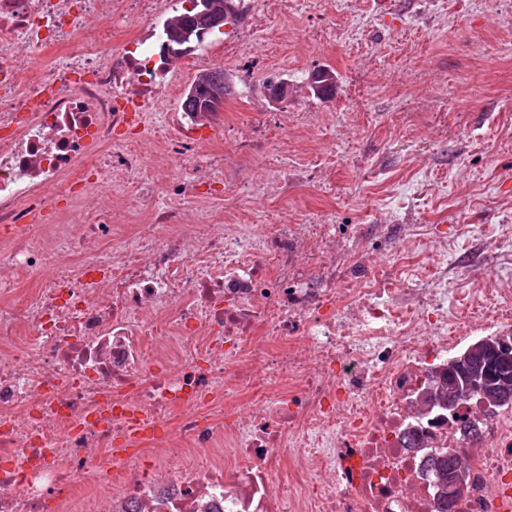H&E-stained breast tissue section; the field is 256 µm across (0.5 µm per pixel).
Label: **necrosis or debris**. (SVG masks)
I'll return each mask as SVG.
<instances>
[{
  "instance_id": "obj_1",
  "label": "necrosis or debris",
  "mask_w": 512,
  "mask_h": 512,
  "mask_svg": "<svg viewBox=\"0 0 512 512\" xmlns=\"http://www.w3.org/2000/svg\"><path fill=\"white\" fill-rule=\"evenodd\" d=\"M173 9L0 0V512H439L424 462L451 448L455 512H512V407L463 403L464 445L425 400L465 338L512 335V290L478 278L449 309L448 240L415 224L233 223L287 196V171L239 169L288 115L212 150L223 113L180 111L170 74L251 52L172 49ZM138 203L137 247H109Z\"/></svg>"
}]
</instances>
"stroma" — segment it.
<instances>
[{
    "mask_svg": "<svg viewBox=\"0 0 512 512\" xmlns=\"http://www.w3.org/2000/svg\"><path fill=\"white\" fill-rule=\"evenodd\" d=\"M250 78L224 69V122L287 112L268 153L288 169L289 223L425 224L448 237L449 307L474 276L512 289V0H290L252 30ZM328 69L332 97L308 81ZM291 94L273 104L271 78ZM336 165L320 170L323 151Z\"/></svg>",
    "mask_w": 512,
    "mask_h": 512,
    "instance_id": "1",
    "label": "stroma"
}]
</instances>
